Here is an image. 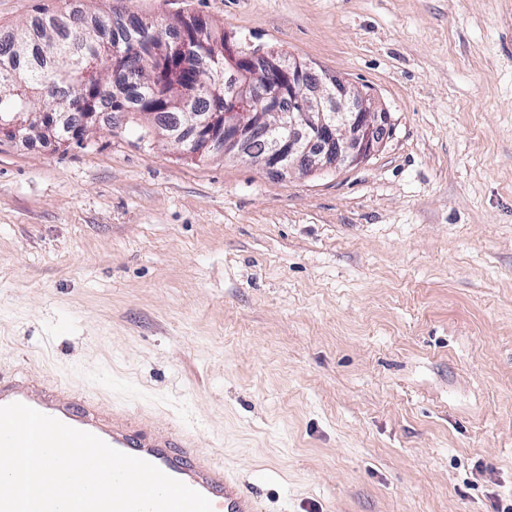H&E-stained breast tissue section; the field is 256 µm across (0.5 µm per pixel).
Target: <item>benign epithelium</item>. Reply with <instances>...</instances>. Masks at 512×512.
I'll return each instance as SVG.
<instances>
[{"label": "benign epithelium", "mask_w": 512, "mask_h": 512, "mask_svg": "<svg viewBox=\"0 0 512 512\" xmlns=\"http://www.w3.org/2000/svg\"><path fill=\"white\" fill-rule=\"evenodd\" d=\"M256 53L228 54L241 82L228 88L232 108L226 112H187L183 152L221 148L245 155L250 141L262 137L263 154L252 161L280 177L307 175L356 165L373 154L391 130V115L377 110L368 96L343 78L308 62L265 55L279 69L278 79L252 70ZM52 140L51 129L30 123L0 121V138Z\"/></svg>", "instance_id": "7a95c632"}]
</instances>
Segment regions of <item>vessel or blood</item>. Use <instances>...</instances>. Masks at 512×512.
<instances>
[{
  "label": "vessel or blood",
  "instance_id": "vessel-or-blood-1",
  "mask_svg": "<svg viewBox=\"0 0 512 512\" xmlns=\"http://www.w3.org/2000/svg\"><path fill=\"white\" fill-rule=\"evenodd\" d=\"M20 402L74 428L89 432L111 447L142 458L205 495L213 512H258L254 496L236 475L199 450L193 438L169 427L151 434L120 415L105 417L86 398L66 389H36L17 378H0V406Z\"/></svg>",
  "mask_w": 512,
  "mask_h": 512
}]
</instances>
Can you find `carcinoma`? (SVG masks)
I'll list each match as a JSON object with an SVG mask.
<instances>
[{
    "mask_svg": "<svg viewBox=\"0 0 512 512\" xmlns=\"http://www.w3.org/2000/svg\"><path fill=\"white\" fill-rule=\"evenodd\" d=\"M38 38L26 24L0 38V120L26 122L32 116L76 115L69 103L98 84L105 90L95 112L154 113L161 129L186 127L185 112L224 111V88L233 67L224 57V35L205 24L191 42L182 31L200 17L179 16L166 25L131 15L124 24L111 16L84 20L81 10L45 13ZM199 82L216 93L192 94L187 105L171 104L160 95L191 91Z\"/></svg>",
    "mask_w": 512,
    "mask_h": 512,
    "instance_id": "obj_1",
    "label": "carcinoma"
}]
</instances>
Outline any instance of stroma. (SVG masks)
I'll list each match as a JSON object with an SVG mask.
<instances>
[{"instance_id":"stroma-1","label":"stroma","mask_w":512,"mask_h":512,"mask_svg":"<svg viewBox=\"0 0 512 512\" xmlns=\"http://www.w3.org/2000/svg\"><path fill=\"white\" fill-rule=\"evenodd\" d=\"M198 15L345 78L363 163L0 139V375L176 426L259 512H512V0H0Z\"/></svg>"}]
</instances>
